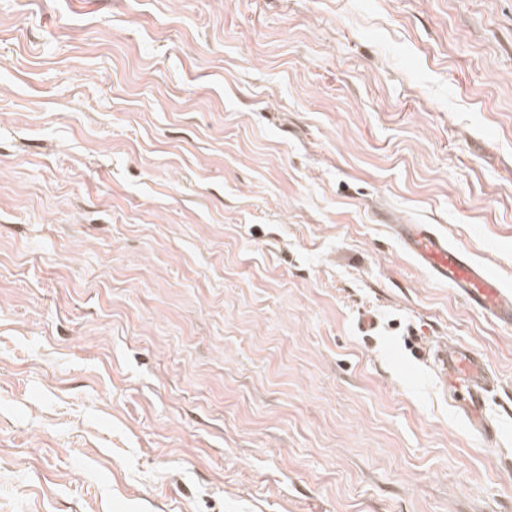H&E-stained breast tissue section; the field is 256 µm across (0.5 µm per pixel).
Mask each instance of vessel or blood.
<instances>
[{"label":"vessel or blood","mask_w":512,"mask_h":512,"mask_svg":"<svg viewBox=\"0 0 512 512\" xmlns=\"http://www.w3.org/2000/svg\"><path fill=\"white\" fill-rule=\"evenodd\" d=\"M396 234L419 266L456 290L471 308L512 328V293L486 267L448 244L432 225L400 224ZM423 355L470 427L486 438H495L498 429L488 413V399L496 380L485 358L468 345L445 342L426 348Z\"/></svg>","instance_id":"obj_1"}]
</instances>
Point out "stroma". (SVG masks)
Segmentation results:
<instances>
[{"label": "stroma", "instance_id": "stroma-1", "mask_svg": "<svg viewBox=\"0 0 512 512\" xmlns=\"http://www.w3.org/2000/svg\"><path fill=\"white\" fill-rule=\"evenodd\" d=\"M399 224L512 291V0H0V512H512Z\"/></svg>", "mask_w": 512, "mask_h": 512}]
</instances>
